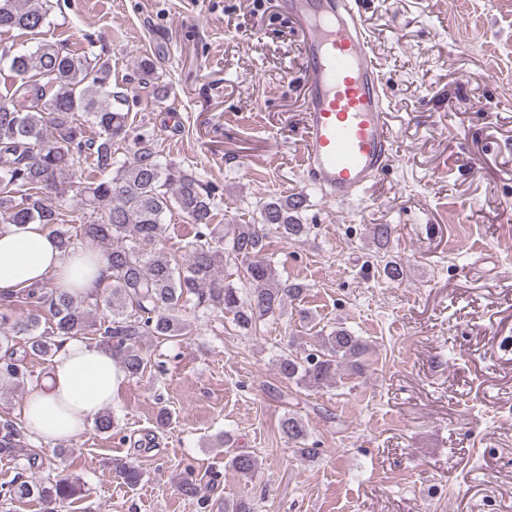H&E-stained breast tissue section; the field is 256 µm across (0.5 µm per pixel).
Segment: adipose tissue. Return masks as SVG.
Instances as JSON below:
<instances>
[{
  "label": "adipose tissue",
  "mask_w": 512,
  "mask_h": 512,
  "mask_svg": "<svg viewBox=\"0 0 512 512\" xmlns=\"http://www.w3.org/2000/svg\"><path fill=\"white\" fill-rule=\"evenodd\" d=\"M111 277L97 247L64 255L44 225L25 224L0 233V293L48 282L83 292L107 286ZM124 380L110 349L69 339L51 362L47 384L35 388L22 405L20 418L46 443L70 440L111 407Z\"/></svg>",
  "instance_id": "adipose-tissue-1"
}]
</instances>
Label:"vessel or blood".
<instances>
[{
  "instance_id": "1",
  "label": "vessel or blood",
  "mask_w": 512,
  "mask_h": 512,
  "mask_svg": "<svg viewBox=\"0 0 512 512\" xmlns=\"http://www.w3.org/2000/svg\"><path fill=\"white\" fill-rule=\"evenodd\" d=\"M302 25L301 171L345 203L388 166L393 140L384 82L356 0H286Z\"/></svg>"
}]
</instances>
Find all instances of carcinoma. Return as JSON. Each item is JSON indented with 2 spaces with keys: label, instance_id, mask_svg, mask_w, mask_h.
<instances>
[{
  "label": "carcinoma",
  "instance_id": "1",
  "mask_svg": "<svg viewBox=\"0 0 512 512\" xmlns=\"http://www.w3.org/2000/svg\"><path fill=\"white\" fill-rule=\"evenodd\" d=\"M49 0H0V33H35L48 24ZM14 83L0 94V232L37 222L65 252L91 241L106 252L112 269L109 292L97 288L72 295L46 283L0 298V390L25 388L32 380L12 342L26 339L31 354L50 359L69 338L100 336L112 344L121 369L131 379L143 376L153 338L179 340L193 331L181 315L191 305L204 314L232 315L241 331L281 314L287 302L300 300L305 288L278 277L266 253L270 232L287 242L299 241L314 229L300 222L307 197L296 193L264 202L259 220L226 228L214 223V188L176 164L162 159L154 133L131 127L129 113L112 107L125 100L112 92L109 59L72 50L69 42L42 41L14 54L0 49ZM80 189V204L67 206L69 192ZM178 211L194 226L185 245L188 260L176 261L162 246L166 214ZM377 249L388 248L393 228L372 230ZM233 264L240 285L227 280L222 268ZM383 276L393 283L406 277L404 268L387 260ZM105 304L111 318L96 323L91 307ZM25 306L30 316H15ZM47 309L48 327L40 311ZM369 345L353 331L338 327L300 351L280 350L279 379L322 390L342 375L365 373ZM280 429L298 455L312 461L322 449L309 442L308 424L286 413ZM0 458L27 461L24 471L0 486V508L36 498L66 504L82 496L79 479L35 478L26 471L43 466L42 456L28 447L21 423L0 415ZM230 466L246 478L260 470L259 459L239 452ZM119 471L134 488L143 479L138 463L124 461Z\"/></svg>",
  "mask_w": 512,
  "mask_h": 512
}]
</instances>
